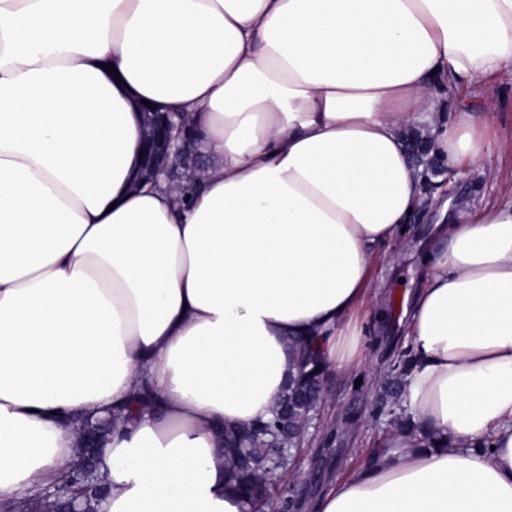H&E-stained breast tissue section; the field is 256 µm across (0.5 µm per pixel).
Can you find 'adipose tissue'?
I'll return each mask as SVG.
<instances>
[{
  "mask_svg": "<svg viewBox=\"0 0 512 512\" xmlns=\"http://www.w3.org/2000/svg\"><path fill=\"white\" fill-rule=\"evenodd\" d=\"M510 68L512 0H0V500L145 387L98 512H245L223 430L273 417L294 338L361 364L374 268L428 203L413 424L314 508L512 512V199L425 198L405 142L454 170L512 152L488 92ZM143 100L201 132L190 190L133 187Z\"/></svg>",
  "mask_w": 512,
  "mask_h": 512,
  "instance_id": "obj_1",
  "label": "adipose tissue"
}]
</instances>
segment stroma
<instances>
[{
  "label": "stroma",
  "mask_w": 512,
  "mask_h": 512,
  "mask_svg": "<svg viewBox=\"0 0 512 512\" xmlns=\"http://www.w3.org/2000/svg\"><path fill=\"white\" fill-rule=\"evenodd\" d=\"M455 194L462 203L479 204L483 198L512 197V157L492 155L484 173L459 172ZM438 219L425 208L415 215L407 246L390 245L376 271V284L392 302L416 288L421 256ZM368 338L364 363L349 371L330 372L328 393L307 429L300 452L301 477L293 486L302 504L319 497L326 487L362 465L376 449L387 428L382 410L381 382L370 373L372 365H388L405 351L402 326L392 318L372 319L364 325Z\"/></svg>",
  "instance_id": "stroma-1"
}]
</instances>
